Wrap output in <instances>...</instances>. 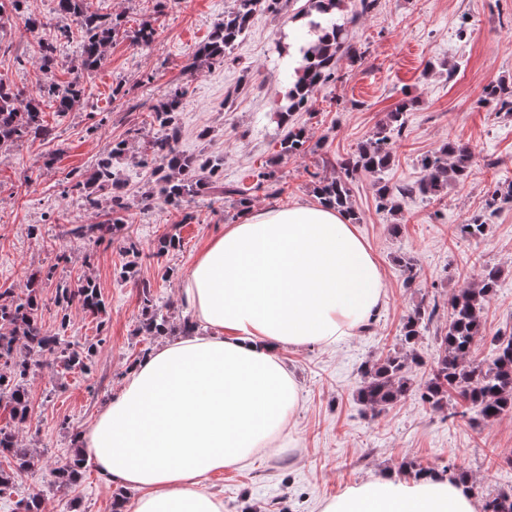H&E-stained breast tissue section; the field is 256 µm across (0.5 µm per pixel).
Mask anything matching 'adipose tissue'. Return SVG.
I'll return each instance as SVG.
<instances>
[{
	"label": "adipose tissue",
	"instance_id": "adipose-tissue-1",
	"mask_svg": "<svg viewBox=\"0 0 512 512\" xmlns=\"http://www.w3.org/2000/svg\"><path fill=\"white\" fill-rule=\"evenodd\" d=\"M385 278L349 218L320 204L252 209L197 255L182 298L208 334L160 345L79 437L106 488L133 512H224L205 484L247 463L286 427L299 386L281 352L333 346L381 307ZM321 512H477L467 483L386 472Z\"/></svg>",
	"mask_w": 512,
	"mask_h": 512
}]
</instances>
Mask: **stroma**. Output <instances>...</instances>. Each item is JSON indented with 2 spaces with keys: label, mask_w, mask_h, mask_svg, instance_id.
Segmentation results:
<instances>
[{
  "label": "stroma",
  "mask_w": 512,
  "mask_h": 512,
  "mask_svg": "<svg viewBox=\"0 0 512 512\" xmlns=\"http://www.w3.org/2000/svg\"><path fill=\"white\" fill-rule=\"evenodd\" d=\"M94 6L122 16L132 29L148 24L154 37L146 45L113 43L106 65L86 80L83 105L52 117L54 141H23L0 154V291L25 295L29 273L52 265L61 280L92 277L106 312L97 321L72 307L66 313L68 334L79 342L101 334L105 342L90 372L53 364L29 375L32 417L16 433L19 446L30 449L38 464L10 496L0 498V512H13L16 501L35 493L43 512H112L113 494L94 469H86L69 489L51 485L50 472L74 454L75 433L94 421L133 363L162 342L140 330L137 281L151 283L156 303L165 306L172 326H179L190 316L180 289L193 260L245 213L236 199L210 195L187 198L179 211L161 202L142 207L152 168L135 159L154 134L144 122L179 87L186 90L179 107L180 150L195 165L217 167L255 208L316 200L318 181L335 176L340 160L369 140L406 99L413 105L387 173L392 191L418 182L422 157L447 141L472 152L464 184L449 185L431 199H401L394 213L378 209L372 177L354 173L356 230L384 272L382 306L371 330L333 347L284 351L300 387L288 445L264 449L247 465L209 478L224 499V512H320L324 500L378 473L390 470L412 481L414 464L442 474L467 471L468 488L479 502L490 494H512V466L502 459L512 449V413L495 421L473 411L452 419L447 408L423 403L416 392L377 414L358 400L363 367L398 348L408 314L433 305L432 328L417 344L421 361L409 369L416 386L430 378L435 334L448 324V300L485 268L501 271L483 314L485 333L512 328V205H487L496 186L512 182V116L482 96L489 80L512 81V0H378L352 30L350 49L358 50L360 60L341 51L335 80L291 117L289 125L304 127L309 136L307 152L291 158L278 155L288 125L274 119L286 90L285 61L276 45L302 32L290 0H280L277 11H258L223 63L191 75L184 71L188 57L233 0H94ZM47 35L12 19L0 77L34 91L42 75L32 55ZM120 140L130 150L113 162L130 204L125 222L101 243L70 241L56 222L59 214L87 224L99 217L63 196L66 178L89 169L105 143ZM263 173L279 182L282 194L271 197L259 187ZM184 210L193 213L191 223H182ZM477 214L487 223L484 236L476 242L456 236L455 227ZM167 233L177 234L181 246L155 257L158 240ZM131 244L138 256L128 254ZM62 253L68 256L63 263L57 260ZM402 257L412 259L417 270L409 288L398 264ZM132 260L138 270L133 280L124 275Z\"/></svg>",
  "instance_id": "obj_1"
}]
</instances>
